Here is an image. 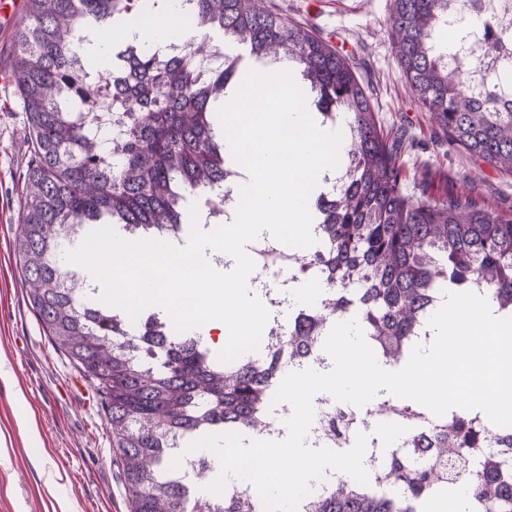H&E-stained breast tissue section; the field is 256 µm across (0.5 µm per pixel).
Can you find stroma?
Instances as JSON below:
<instances>
[{
    "label": "stroma",
    "instance_id": "obj_1",
    "mask_svg": "<svg viewBox=\"0 0 512 512\" xmlns=\"http://www.w3.org/2000/svg\"><path fill=\"white\" fill-rule=\"evenodd\" d=\"M393 0H266L348 57L416 199L470 190L512 219V172L450 146L409 95L387 34ZM14 80L0 81V512H130L104 403L33 309L15 239L34 157Z\"/></svg>",
    "mask_w": 512,
    "mask_h": 512
}]
</instances>
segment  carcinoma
<instances>
[{
	"label": "carcinoma",
	"mask_w": 512,
	"mask_h": 512,
	"mask_svg": "<svg viewBox=\"0 0 512 512\" xmlns=\"http://www.w3.org/2000/svg\"><path fill=\"white\" fill-rule=\"evenodd\" d=\"M191 15L179 51L158 43L128 50L103 70L77 50L86 33L156 13L159 0H29L16 32V86L28 112L35 158L26 175L23 226L15 240L30 302L53 344L102 396L131 512H265L249 487L196 497L169 469L185 439L238 433L255 437L257 415L271 403L285 369L329 367L326 330L284 331L271 355L222 363L201 336L176 333L168 319L144 313L156 336L125 311L74 284L60 256L92 224L161 238L191 224V196L224 186V137L214 105L241 81L240 58L213 37L244 47L256 62L285 58L323 126L347 133L345 173L311 198L322 245L303 254L331 314L357 319L378 363L399 366L413 348L414 325L429 322L435 289L478 294L512 317V221L474 207L466 193L418 200L404 192L397 151L381 133L349 59L305 27L271 12L264 0H187ZM393 0L389 35L409 92L460 147L512 169V27L502 28L489 0ZM479 24L471 29L467 19ZM453 24L457 40L439 48ZM112 102V143L94 130ZM296 309L284 282H259ZM403 431L390 444L377 424L369 445L384 452L392 489L365 492L349 476L320 494L307 512H427L457 484L468 512H512V431L474 410L437 417L423 405L385 396ZM350 406L336 402L329 421L349 435Z\"/></svg>",
	"instance_id": "cac0c4a2"
}]
</instances>
